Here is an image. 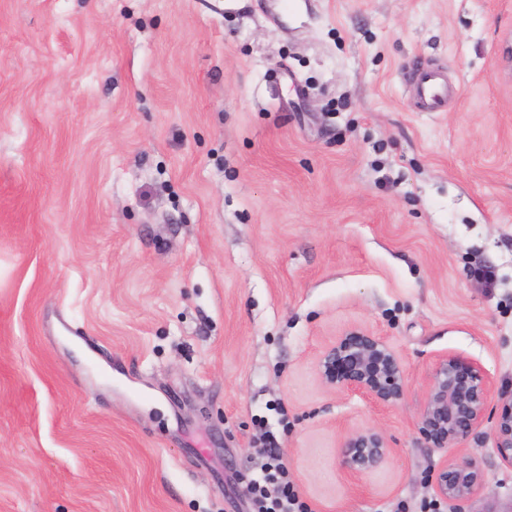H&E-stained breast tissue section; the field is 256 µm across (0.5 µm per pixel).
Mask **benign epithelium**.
Masks as SVG:
<instances>
[{
	"label": "benign epithelium",
	"mask_w": 512,
	"mask_h": 512,
	"mask_svg": "<svg viewBox=\"0 0 512 512\" xmlns=\"http://www.w3.org/2000/svg\"><path fill=\"white\" fill-rule=\"evenodd\" d=\"M318 371L326 384L358 391L381 403L394 404L404 395L399 361L376 336L339 337L320 355ZM493 392L494 451L512 466V387L494 389L492 378L477 363H465L455 355L437 360L420 412V432L437 448L467 440L483 423ZM389 455L384 436L374 429L348 436L340 451L341 464L356 474L381 468ZM484 478L480 464L464 457L443 461L432 475V484L439 499L459 505L474 497Z\"/></svg>",
	"instance_id": "benign-epithelium-1"
}]
</instances>
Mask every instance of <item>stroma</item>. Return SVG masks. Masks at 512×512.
<instances>
[{
    "label": "stroma",
    "instance_id": "stroma-1",
    "mask_svg": "<svg viewBox=\"0 0 512 512\" xmlns=\"http://www.w3.org/2000/svg\"><path fill=\"white\" fill-rule=\"evenodd\" d=\"M362 334L396 404L318 373ZM448 354L512 385V0H0V512H255L264 426L310 512L507 506L493 420L419 432ZM413 71L416 74L412 87L414 99L425 112H441L448 100V86L443 75L426 67H419ZM390 455L384 436L377 430L355 432L344 441L341 464L356 474H366L381 468ZM485 472L473 458L446 459L432 475L436 496L451 504L468 502L477 493Z\"/></svg>",
    "mask_w": 512,
    "mask_h": 512
}]
</instances>
